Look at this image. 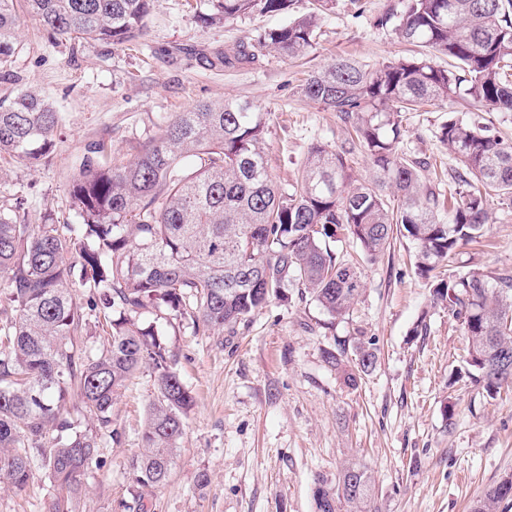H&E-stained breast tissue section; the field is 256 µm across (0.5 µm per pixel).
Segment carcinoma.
Here are the masks:
<instances>
[{"label": "carcinoma", "instance_id": "carcinoma-1", "mask_svg": "<svg viewBox=\"0 0 512 512\" xmlns=\"http://www.w3.org/2000/svg\"><path fill=\"white\" fill-rule=\"evenodd\" d=\"M152 0H0V69L19 49L20 13L54 40L126 46L144 34ZM293 0H216L204 22L282 12ZM265 30L218 61L233 67L268 52L293 59L316 44L318 12ZM418 55L367 67L338 57L313 72L303 96L338 115L339 149L311 146L289 187L271 175L267 113L253 103L201 102L163 122L127 164L94 146L69 183L79 224H33L19 206L0 210V485L23 491L37 472L59 490L48 512H72L83 476L119 439L112 401L139 371L154 376L141 448L127 468L139 489L167 482L194 405L163 334L139 322L149 308L207 331L246 320L297 285L333 320L350 314L365 287L357 263L330 244L346 235L366 260L394 234L417 245L415 268L435 304L448 305L468 340L469 377L494 397L512 384V275L434 274L460 246L490 231L489 200L512 205V141L485 125L448 118L440 139L458 166L448 220L423 184L421 162L402 157V114L463 96L480 110L512 112V0H405L377 17ZM448 57L441 67L434 57ZM61 115L33 89L0 98V156L34 162L50 153ZM361 151L376 172L354 184ZM83 296L74 293L76 286ZM356 385L376 362L361 342L355 357L323 351ZM77 397L82 417L68 408ZM319 512H379L371 476L345 465L336 490L318 488ZM512 498L506 474L472 506L497 512Z\"/></svg>", "mask_w": 512, "mask_h": 512}]
</instances>
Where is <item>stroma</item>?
Segmentation results:
<instances>
[{"label":"stroma","mask_w":512,"mask_h":512,"mask_svg":"<svg viewBox=\"0 0 512 512\" xmlns=\"http://www.w3.org/2000/svg\"><path fill=\"white\" fill-rule=\"evenodd\" d=\"M392 2L336 0L304 57L270 53L230 68L217 64L218 53L308 14L312 0H295L287 13L211 24L199 20L211 12L210 0H153L140 45L126 47L55 41L22 19L21 46L0 71V96L38 89L61 112L62 126L36 164L0 158V205L19 200L33 217L76 223L68 184L90 146L104 144L114 162L131 161L162 117L228 97L267 112L270 171L279 185L291 184L310 146L345 141L336 113L302 95L308 75L339 56L377 65L413 54L391 28L375 24ZM453 115L512 141V112H478L451 98L405 113L401 150L423 160L421 177L437 191H447L441 176L456 166L439 139ZM490 211L488 237L459 247L448 273L512 272V208L494 201ZM414 252L399 236L364 263L365 288L350 315L335 322L294 286L287 303H269L231 332L144 314L176 353V370L195 397L172 473L147 498L148 512H317L316 489L335 487L348 462L367 467L381 512H470L512 472V388L493 399L471 379L454 381L467 338L447 307L433 304ZM361 342L372 344L378 360L352 388L323 352L340 346L351 353ZM154 392L145 371L114 400L121 440L103 448L105 465L86 475L75 512H128L137 487L127 461L141 446ZM54 495L38 473L24 491L0 488V512H47Z\"/></svg>","instance_id":"obj_1"}]
</instances>
